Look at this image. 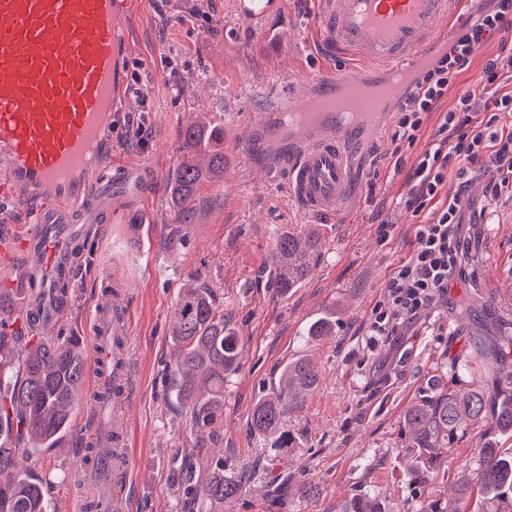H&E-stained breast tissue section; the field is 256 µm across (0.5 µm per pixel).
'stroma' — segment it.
<instances>
[{
    "instance_id": "obj_1",
    "label": "stroma",
    "mask_w": 512,
    "mask_h": 512,
    "mask_svg": "<svg viewBox=\"0 0 512 512\" xmlns=\"http://www.w3.org/2000/svg\"><path fill=\"white\" fill-rule=\"evenodd\" d=\"M319 0H284L265 26L239 14L237 0H141L127 65L137 95L124 104L117 139L128 170L116 186L121 203L87 234L65 312L48 336H77L89 347L91 317L107 288L123 284L131 319L129 377L115 405L124 412L117 437L134 467L127 512H183L186 495L177 479L181 452L194 447L189 410L171 398L175 347L169 324L183 283L209 284L224 319L241 338L239 365L224 377V424L206 437L225 474L248 480L242 497L224 512H343L361 495L379 497L385 512H416L426 496L455 498L459 480L475 468L473 451L488 440L490 425L468 427L449 452L448 465L416 482L404 416L428 379L445 362L471 355L470 339L498 335L512 320V198H485L483 174L462 201V269L448 292L399 343L373 339L369 326L386 305L385 285L416 247L415 226L435 210L414 214L406 206L409 175L434 131L426 126L402 162L392 157L393 122L368 136L352 175L340 217H313L290 199L284 177L264 169L266 154L254 142L227 139L237 158L219 183L202 186L199 223L186 243L164 240L175 225L167 178L180 161V134L193 122L231 133L246 125L263 101L268 82L306 79L325 67L347 68L349 57L301 40L317 17ZM316 231L320 254L310 275L281 293L270 272L276 239L285 232ZM470 303L462 314V303ZM333 313L331 335L311 343V321ZM310 358L318 381L286 417L289 448L250 426L254 405L277 382L281 368ZM83 401L73 408V432L33 453L34 473L50 489L51 512H80L91 484L75 485L78 434L107 430L110 419L93 410L96 369L86 360ZM259 462L261 481H249ZM289 478L283 504L271 503L264 483ZM314 486L313 495L302 492Z\"/></svg>"
}]
</instances>
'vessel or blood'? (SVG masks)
<instances>
[{
	"instance_id": "vessel-or-blood-1",
	"label": "vessel or blood",
	"mask_w": 512,
	"mask_h": 512,
	"mask_svg": "<svg viewBox=\"0 0 512 512\" xmlns=\"http://www.w3.org/2000/svg\"><path fill=\"white\" fill-rule=\"evenodd\" d=\"M306 40L351 57L353 67L326 69L301 94L267 92L246 134L282 125L307 100L326 107L301 137L287 140L276 159L289 197L311 214L340 215L358 142L383 126L358 96L363 85H385L428 60L467 21L466 0H321ZM137 0H0V200L21 211L25 229L0 238V285L21 286L26 309L41 323L61 310L53 289L72 286L74 248L97 223L112 196L113 114L124 98L123 61L130 51ZM128 314L95 308V353L111 365L113 384L127 378L128 360L112 339L128 335ZM93 463L112 475V438L95 433Z\"/></svg>"
}]
</instances>
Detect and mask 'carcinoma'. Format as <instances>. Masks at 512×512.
<instances>
[{"instance_id":"obj_1","label":"carcinoma","mask_w":512,"mask_h":512,"mask_svg":"<svg viewBox=\"0 0 512 512\" xmlns=\"http://www.w3.org/2000/svg\"><path fill=\"white\" fill-rule=\"evenodd\" d=\"M180 163L168 178L176 223H195L197 197L204 183L224 178V130L207 124L183 128ZM279 266L272 272V287L286 292L304 280L319 252L316 236L286 232L276 243ZM169 336L179 349L173 369L176 396L190 410L192 427L205 432L224 417V374L238 367L240 337L224 321L209 285L191 281L180 289ZM475 356L448 362L447 374L431 384L406 411L414 453L416 477L448 464V447L466 434V427L492 420L500 434H512V385L501 386L500 368L512 364V332L487 344L474 342ZM477 367L492 379L493 388H462L461 373ZM85 380V364L78 338L64 340L0 333V436L19 441L54 443L71 427L74 402ZM310 360L299 358L283 366L271 395L254 407L250 423L263 438L287 448L290 431L285 417L317 383ZM19 449L0 443V512H49L43 483L18 471ZM478 467L472 480L459 488L460 498L477 496V512H512V448H499L493 440L475 449ZM178 479L184 486L188 512H224V502L241 494L242 485L224 477V458L217 459L208 477L196 480L192 456L182 460ZM349 512H383L370 496L356 498Z\"/></svg>"}]
</instances>
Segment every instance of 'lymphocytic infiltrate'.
I'll return each instance as SVG.
<instances>
[{
	"label": "lymphocytic infiltrate",
	"mask_w": 512,
	"mask_h": 512,
	"mask_svg": "<svg viewBox=\"0 0 512 512\" xmlns=\"http://www.w3.org/2000/svg\"><path fill=\"white\" fill-rule=\"evenodd\" d=\"M493 38L497 51L480 72L489 96L478 110L461 90V76L474 53ZM397 114L396 143H414L428 120L436 122L429 148L412 169L407 204L417 214L436 208L438 217L416 225V250L386 283L387 308L372 328L391 342L425 315L434 293L447 292L461 273L460 203L475 170L487 176L484 196L512 194V126L501 123L503 116H512V0H488L448 52L418 79Z\"/></svg>",
	"instance_id": "f902f5d3"
}]
</instances>
